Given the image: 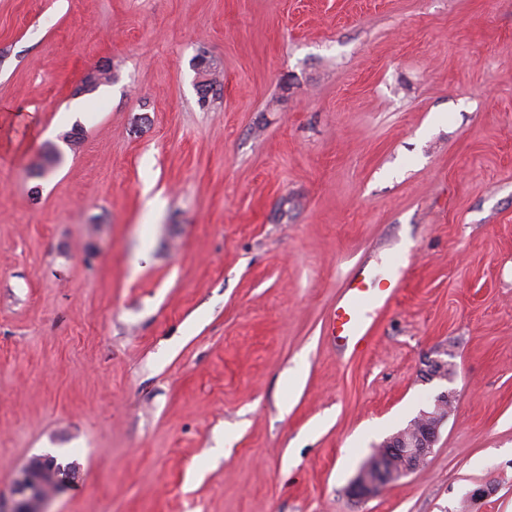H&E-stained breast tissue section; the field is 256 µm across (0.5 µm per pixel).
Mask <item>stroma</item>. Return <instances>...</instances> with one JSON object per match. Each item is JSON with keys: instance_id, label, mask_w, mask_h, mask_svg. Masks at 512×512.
<instances>
[{"instance_id": "35a3bbf8", "label": "stroma", "mask_w": 512, "mask_h": 512, "mask_svg": "<svg viewBox=\"0 0 512 512\" xmlns=\"http://www.w3.org/2000/svg\"><path fill=\"white\" fill-rule=\"evenodd\" d=\"M46 453L49 512H512V0H0V495ZM363 269L347 281L327 327L328 335L341 343L342 350L351 348V353L367 349L377 325V316L369 320L362 314L363 309L372 306L377 314L383 312L401 288L400 280L392 278L377 284L368 283ZM424 362L426 367L424 373L425 376L428 377V380H451L454 373V364L451 361H448L440 356H428ZM454 400L452 391H441L404 429L387 437L378 449L377 470L374 471L371 459L364 461L350 485V494L358 499L374 497L384 484L421 469L433 452Z\"/></svg>"}]
</instances>
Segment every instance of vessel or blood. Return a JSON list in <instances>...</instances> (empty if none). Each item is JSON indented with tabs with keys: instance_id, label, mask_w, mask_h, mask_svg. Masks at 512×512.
Segmentation results:
<instances>
[{
	"instance_id": "b4317fda",
	"label": "vessel or blood",
	"mask_w": 512,
	"mask_h": 512,
	"mask_svg": "<svg viewBox=\"0 0 512 512\" xmlns=\"http://www.w3.org/2000/svg\"><path fill=\"white\" fill-rule=\"evenodd\" d=\"M400 281L389 279L377 284L367 282L363 273H356L346 283L336 301L327 333L342 348L361 352L367 349L374 334L376 322L363 314L365 307L383 312L399 292Z\"/></svg>"
}]
</instances>
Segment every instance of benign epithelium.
Wrapping results in <instances>:
<instances>
[{"instance_id": "1", "label": "benign epithelium", "mask_w": 512, "mask_h": 512, "mask_svg": "<svg viewBox=\"0 0 512 512\" xmlns=\"http://www.w3.org/2000/svg\"><path fill=\"white\" fill-rule=\"evenodd\" d=\"M424 370L428 379L448 381L454 364L440 356L427 357ZM454 393L445 390L434 396L409 424L387 437L379 446L378 465L368 459L362 463L350 485L358 499L376 496L381 486L398 481L421 469L432 454L440 428L452 411ZM72 464L63 465L52 455L37 456L19 471L7 512H47L45 505L74 477Z\"/></svg>"}]
</instances>
